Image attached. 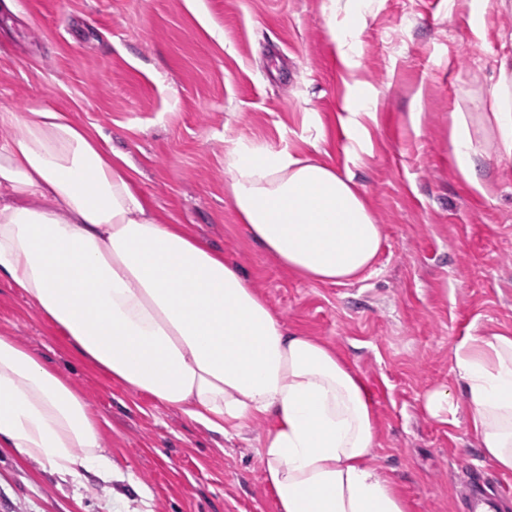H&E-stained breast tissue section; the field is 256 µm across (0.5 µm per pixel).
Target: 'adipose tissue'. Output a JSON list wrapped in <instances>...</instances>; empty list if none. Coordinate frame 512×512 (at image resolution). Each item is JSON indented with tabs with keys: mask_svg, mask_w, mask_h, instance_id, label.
Wrapping results in <instances>:
<instances>
[{
	"mask_svg": "<svg viewBox=\"0 0 512 512\" xmlns=\"http://www.w3.org/2000/svg\"><path fill=\"white\" fill-rule=\"evenodd\" d=\"M486 120L512 160V82ZM0 281H8L85 366L207 432L271 426L259 457L278 512H409L369 461L377 417L361 377L328 343L289 330L235 263L184 225L166 224L127 157L68 113L0 109ZM457 170L477 191L483 153L468 115H452ZM225 173L250 238L310 281L365 277L383 244L352 176L290 151L237 145ZM461 387L428 391L421 411L466 421L477 445L512 473V331L463 339ZM107 425L84 392L18 337L0 333V447L78 482L112 480Z\"/></svg>",
	"mask_w": 512,
	"mask_h": 512,
	"instance_id": "ef3b65f1",
	"label": "adipose tissue"
}]
</instances>
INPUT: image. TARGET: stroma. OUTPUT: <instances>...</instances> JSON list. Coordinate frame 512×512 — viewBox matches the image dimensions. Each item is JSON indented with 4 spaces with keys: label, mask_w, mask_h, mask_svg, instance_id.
I'll list each match as a JSON object with an SVG mask.
<instances>
[{
    "label": "stroma",
    "mask_w": 512,
    "mask_h": 512,
    "mask_svg": "<svg viewBox=\"0 0 512 512\" xmlns=\"http://www.w3.org/2000/svg\"><path fill=\"white\" fill-rule=\"evenodd\" d=\"M348 23L329 0H0V109L63 110L101 130L167 223L223 251L288 328L360 375L378 419L371 462L412 512H457L472 480L512 490V473L465 427L419 406L426 391L455 387L462 339L512 330V162L481 114L501 62L512 63V0H372L353 68L334 39ZM364 86L378 98L360 149L344 121ZM461 111L485 152L484 194L452 164L448 124ZM238 142L352 174L383 226L375 272L315 284L253 242L226 185ZM4 331L108 421L112 481H64L0 448V512H277L258 457L265 422L234 439L199 429L79 363L1 281Z\"/></svg>",
    "instance_id": "stroma-1"
}]
</instances>
